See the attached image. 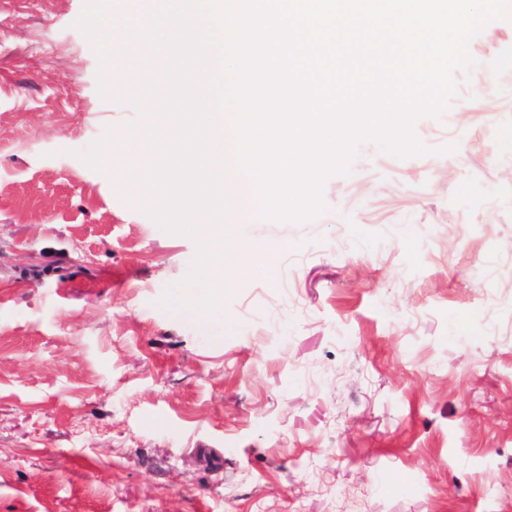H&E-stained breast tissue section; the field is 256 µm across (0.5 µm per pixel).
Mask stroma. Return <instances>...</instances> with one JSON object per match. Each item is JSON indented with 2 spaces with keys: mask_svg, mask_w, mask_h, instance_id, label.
<instances>
[{
  "mask_svg": "<svg viewBox=\"0 0 512 512\" xmlns=\"http://www.w3.org/2000/svg\"><path fill=\"white\" fill-rule=\"evenodd\" d=\"M82 3L0 0V512H512V22L427 155L362 143L323 214L227 226L208 322L157 305L193 241L76 156L144 160Z\"/></svg>",
  "mask_w": 512,
  "mask_h": 512,
  "instance_id": "1",
  "label": "stroma"
}]
</instances>
